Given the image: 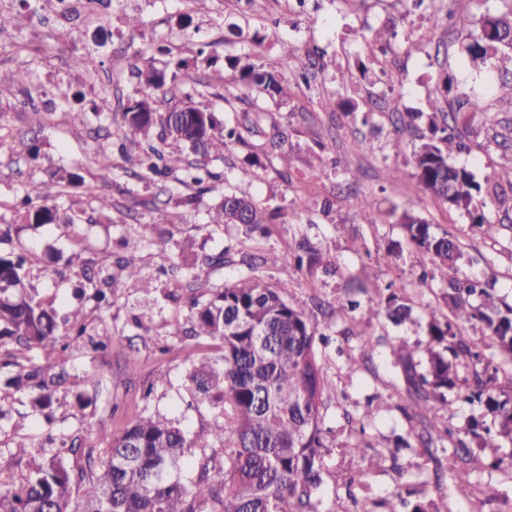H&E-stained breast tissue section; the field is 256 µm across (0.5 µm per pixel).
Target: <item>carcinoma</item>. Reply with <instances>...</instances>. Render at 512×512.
Returning a JSON list of instances; mask_svg holds the SVG:
<instances>
[{
	"instance_id": "cac0c4a2",
	"label": "carcinoma",
	"mask_w": 512,
	"mask_h": 512,
	"mask_svg": "<svg viewBox=\"0 0 512 512\" xmlns=\"http://www.w3.org/2000/svg\"><path fill=\"white\" fill-rule=\"evenodd\" d=\"M504 2L500 14H486L479 26L466 35L465 51L475 66L495 59L504 74L512 73V5ZM233 80L245 90H255L272 102L286 94L282 71L240 57L226 58ZM180 60L158 70L136 69L139 83L164 94L177 87ZM397 130L408 133L419 145L413 151L415 176L424 191L457 208L469 209L481 185L465 168L449 164V157L465 148L462 132L449 121V113H396ZM427 118L425 127L416 121ZM125 124L142 138V153L127 155L131 168L161 175L185 169L180 155L165 152L168 139L180 141L204 155H221L229 140L242 139L238 127L224 125L218 131L208 108L193 113L177 128L170 127V113L157 111L147 98L135 99L124 109ZM63 191L57 181L43 183L36 204L20 200L29 224H51L58 218L53 201ZM259 228L271 220L270 213L250 195L224 194V201L210 213V223H238ZM407 238L443 275L456 270L461 258L457 242L438 235L430 225L403 212ZM257 263L249 264L251 275L201 301L189 297V333L218 340L223 345L222 366L208 359L191 363L188 379L194 393L222 403L221 417L214 420L207 436L224 446L227 468L214 478L202 469L187 479L196 440L180 424L160 417L141 416L112 438L104 448H89L75 465H69L62 450L43 457L26 479L14 488L0 475V512H317L313 501L323 481L327 450L322 409L328 390L323 364L317 358V327L305 313L285 299L287 286L269 287L256 275ZM28 271L21 256L0 254V340L14 345L12 357L30 363L14 378L19 387L33 393L32 402L43 409L53 402V377L35 363V350L57 353L59 327L70 325L75 338L86 333L82 311L60 316L52 302L37 300L25 288ZM444 303L448 315L429 313L431 344L427 347V370L416 368L412 353L402 356L404 383L414 398L413 417L425 431L434 424L425 421L423 410L431 403L446 402V393L456 386L458 361L479 359L474 346L458 336L464 323L478 322L494 340L502 362L476 376L469 398L482 403L492 415L493 426L472 418L457 438L453 456L471 474L485 468L481 455L469 448L473 442L486 448L498 438L512 440V394L503 399L504 388L512 390V304L477 279H447ZM386 316L399 324L411 317V308L394 294L387 299ZM82 488L80 503L72 505L73 485Z\"/></svg>"
}]
</instances>
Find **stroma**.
<instances>
[{
	"label": "stroma",
	"instance_id": "35a3bbf8",
	"mask_svg": "<svg viewBox=\"0 0 512 512\" xmlns=\"http://www.w3.org/2000/svg\"><path fill=\"white\" fill-rule=\"evenodd\" d=\"M438 7L437 0L419 7L414 0H112L108 22L88 18L73 29L60 23L58 0H0L11 17L0 31V72H28L23 85H0V220L16 227L0 252L25 250L27 287L39 299H55L59 314L82 309L88 335L77 343L59 332L66 361L52 367L62 378L45 409L12 384V346L0 344L1 474L21 484L41 452L69 442L105 447L145 414L205 436L222 408L192 398L188 371L193 360H220L222 350L219 341L175 328L187 313L191 268L206 255L222 259L195 291L204 300L248 275L247 259L272 254L276 264L259 268V276L274 287L287 285L288 301L328 338L317 346L330 385L319 512H388V502L409 490L433 512H512V476L489 469L465 487L448 453L451 435L423 444L417 422L400 410L408 402L400 357L409 351L425 361L429 313L444 310L446 288L406 238L402 210L452 235L462 251L460 273L487 280L512 302V230L502 225L494 199L484 209L489 224L478 227L465 210L424 192L414 175L412 140L393 124L394 113L450 102L454 123L469 137L453 163L499 195H512L497 180L512 157V94L492 65H470L462 41L502 4L455 0L453 19L440 26L433 23ZM131 15L139 16L138 28L127 26ZM392 26L398 36L391 52L373 58L370 30ZM198 48L204 54L197 58ZM148 49L158 68L188 62L180 88L155 93L157 111L203 89L217 121L239 126L243 143L228 145L220 157L202 160L176 143L166 146L188 163L205 162L217 180L196 185L180 171L147 178L127 170L124 156L138 145L123 126V109ZM89 51L100 62L92 77L72 65ZM305 55L316 62L315 76L306 84L288 69V98L279 107L240 93L226 64L231 56H251L277 66L283 57ZM459 91L471 95L472 105L455 106ZM322 95L351 100L356 109L322 110ZM277 130L286 135L282 174L254 157ZM103 151L112 157L111 170L95 162ZM392 168L400 169L398 179H390ZM73 173L81 184H69ZM49 180L68 185L57 200L61 221L25 223L14 208L17 197H37ZM228 191L249 193L273 211L265 231L210 223L211 209ZM99 195L111 199V209L97 211ZM361 199L371 202L370 212L359 213ZM303 241L318 261L299 269L292 255ZM90 260L109 267L111 303L99 301L84 274ZM130 264L140 268L139 278L127 277ZM359 278L370 284L368 297L343 313L338 302ZM392 292L413 309L412 320L399 326L383 313ZM365 337L375 344L368 363L360 356ZM95 341L107 342V350H93ZM131 356L137 369L126 364ZM478 369L461 361L447 404L431 412L439 428L452 434L482 413L464 399ZM375 456L379 465H370Z\"/></svg>",
	"mask_w": 512,
	"mask_h": 512
}]
</instances>
